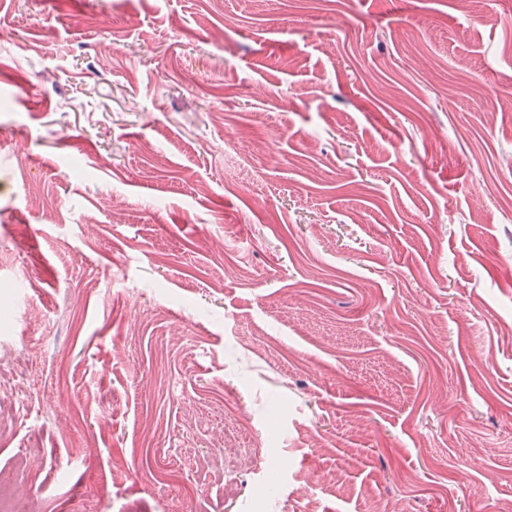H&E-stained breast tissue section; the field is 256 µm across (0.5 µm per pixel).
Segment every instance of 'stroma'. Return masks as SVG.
Wrapping results in <instances>:
<instances>
[{"mask_svg":"<svg viewBox=\"0 0 512 512\" xmlns=\"http://www.w3.org/2000/svg\"><path fill=\"white\" fill-rule=\"evenodd\" d=\"M20 354L31 512L512 502V0H0Z\"/></svg>","mask_w":512,"mask_h":512,"instance_id":"35a3bbf8","label":"stroma"}]
</instances>
